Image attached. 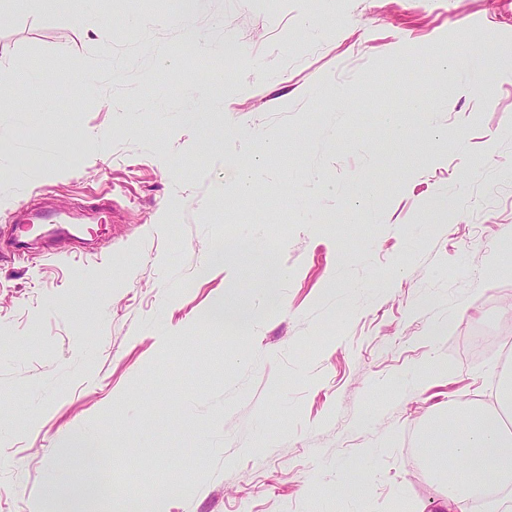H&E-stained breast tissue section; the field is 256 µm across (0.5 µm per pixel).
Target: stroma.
I'll use <instances>...</instances> for the list:
<instances>
[{
	"label": "stroma",
	"instance_id": "obj_1",
	"mask_svg": "<svg viewBox=\"0 0 512 512\" xmlns=\"http://www.w3.org/2000/svg\"><path fill=\"white\" fill-rule=\"evenodd\" d=\"M83 7L0 20V71L28 90L0 111V228L41 194L63 223L112 202L65 241L79 258L0 254V512H41L76 432L163 512H439L426 422L512 366L469 345L512 319V0H97L107 45ZM198 91L223 107L208 130L183 118ZM228 298L249 324L211 320ZM434 359L446 375L398 390ZM367 448L359 502L336 464Z\"/></svg>",
	"mask_w": 512,
	"mask_h": 512
}]
</instances>
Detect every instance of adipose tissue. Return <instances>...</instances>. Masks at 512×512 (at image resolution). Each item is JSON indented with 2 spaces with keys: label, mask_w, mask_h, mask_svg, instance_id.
<instances>
[{
  "label": "adipose tissue",
  "mask_w": 512,
  "mask_h": 512,
  "mask_svg": "<svg viewBox=\"0 0 512 512\" xmlns=\"http://www.w3.org/2000/svg\"><path fill=\"white\" fill-rule=\"evenodd\" d=\"M493 405L454 403L447 414L431 419L422 445L430 473L446 488L442 512H469L477 500L493 501L499 512H512V431L502 421L512 408V372L504 375ZM97 494L87 482L55 475L43 500L52 512H91Z\"/></svg>",
  "instance_id": "1"
}]
</instances>
